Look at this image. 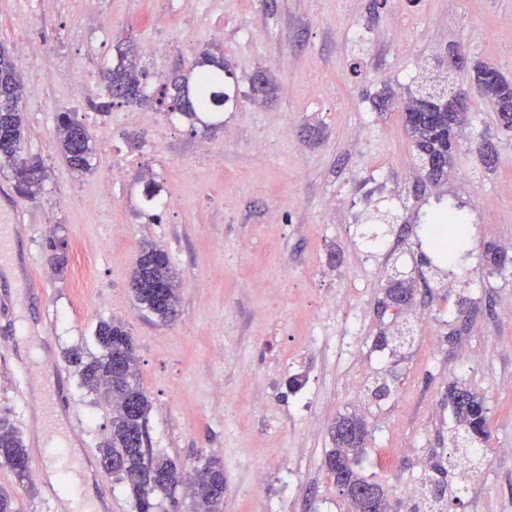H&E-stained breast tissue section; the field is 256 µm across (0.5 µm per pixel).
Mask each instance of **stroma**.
Returning a JSON list of instances; mask_svg holds the SVG:
<instances>
[{
    "label": "stroma",
    "instance_id": "stroma-1",
    "mask_svg": "<svg viewBox=\"0 0 512 512\" xmlns=\"http://www.w3.org/2000/svg\"><path fill=\"white\" fill-rule=\"evenodd\" d=\"M167 2L38 0L41 21L29 29L20 24L22 0H0V43L13 50L21 38L36 41L35 55L17 62L23 83L43 89L22 102L23 155L47 174L25 198L11 170L0 171V218L16 227L6 260L23 266L13 282L0 273V418L19 430L30 475L22 482L1 466L0 489L20 512H41L49 488L60 497L82 494L67 477L69 447H47L32 430L51 399L94 467L97 500L112 512H136L100 462L112 407L65 359L75 347L95 352L93 331L104 319L124 323L133 338L152 402L153 454L187 470L221 459L223 512H272L281 501L288 512H348L324 467L330 428L348 411L369 426L362 471L387 491L392 512H430L431 495L408 485L419 461L448 451L452 385L484 397L490 435L485 483L470 494L469 465L449 468L445 487L456 497L448 508L512 512V273L493 272L483 258L489 246L512 256V132L473 95L471 69L483 62L512 79V0H274L270 7L220 0L214 15L189 6L161 32L148 20L166 13ZM219 24L218 41L210 31ZM361 28L369 39L355 38ZM165 34L170 45L146 62L166 76L203 50H222L242 92L224 128L194 131L157 106L142 108L138 125H109L68 98L74 78L100 75L119 50L142 51ZM457 49L470 65L452 71ZM446 70L470 95L469 121L447 179L433 184L415 165L401 112L378 105L424 72ZM261 71L278 88L268 104L250 93ZM61 112L85 124L99 148L85 175L57 150ZM159 123L168 138L144 155ZM260 143L271 148L261 167ZM115 147L142 158L120 187L119 210L102 189ZM151 182L174 194L179 209L155 220L143 215ZM481 196L492 207H479ZM451 201L468 214L472 252L435 266L421 226ZM379 207L397 219L383 235L387 250L373 253L355 231ZM57 237L68 242L62 265L46 247ZM145 243L169 255L180 285L167 322L138 309L129 285ZM399 266L431 291L417 294L406 313L411 343L380 348L376 339L393 315L378 307ZM342 344L350 352L341 359ZM52 365L59 368L52 395L36 394ZM378 380L391 384L389 398L371 397ZM46 458L61 474L58 485L44 477Z\"/></svg>",
    "mask_w": 512,
    "mask_h": 512
}]
</instances>
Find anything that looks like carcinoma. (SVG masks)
Segmentation results:
<instances>
[{"label":"carcinoma","instance_id":"carcinoma-1","mask_svg":"<svg viewBox=\"0 0 512 512\" xmlns=\"http://www.w3.org/2000/svg\"><path fill=\"white\" fill-rule=\"evenodd\" d=\"M232 75L224 62V53L203 50L187 72L176 71L168 82L155 87L151 73L134 54L121 53L115 65L102 71L104 96L92 103L93 110L108 112L116 104H167V111L188 120L190 127L199 124L205 129L224 125V76ZM477 92L498 114L502 128L512 130V82L497 74L491 84L474 78ZM252 93L269 99L276 85L265 77L256 78ZM458 91L452 87L438 91L418 89L407 92L401 107L403 122L417 155L422 172L431 182L448 178L453 156L458 148L456 131L463 128L466 113L457 112L453 101ZM24 85L17 66L4 45L0 44V167L8 166L19 184L26 190L40 184L46 177L43 165L22 157L23 119L21 102ZM57 148L70 168L78 174L92 169L95 155L94 138L87 126L74 121L70 113L57 116L54 132ZM448 223L427 228V241L432 250L448 261L456 259L470 240V225L463 222L459 207L444 208ZM130 287L135 302L162 321L172 319L179 303V288L168 255L150 244L142 246L132 270ZM406 291L400 280L386 290L383 308L402 311V296ZM95 341L100 354L83 359L74 351L69 362L77 368L82 384L91 392L112 403L111 436L100 448L105 468L124 482L132 494L136 512H155V494L163 493L176 499V491L184 487L201 507V512H223L224 464L218 458L209 459L196 476L208 486L202 498L194 481L186 480L185 472L175 462L153 454L149 449L147 419L151 401L146 395L139 374L132 337L120 322L100 321L95 329ZM128 390L136 396L130 406L118 396ZM455 424L450 440L455 447L489 437V420L484 397L466 388L453 386L448 390ZM369 435L364 419L356 413L340 414L331 427L333 448L326 451L324 466L352 512H372L378 502H387L384 489L364 477L359 467L365 455ZM27 449L20 433L6 420L0 419V465L7 466L20 480L27 473L20 462L27 459Z\"/></svg>","mask_w":512,"mask_h":512}]
</instances>
